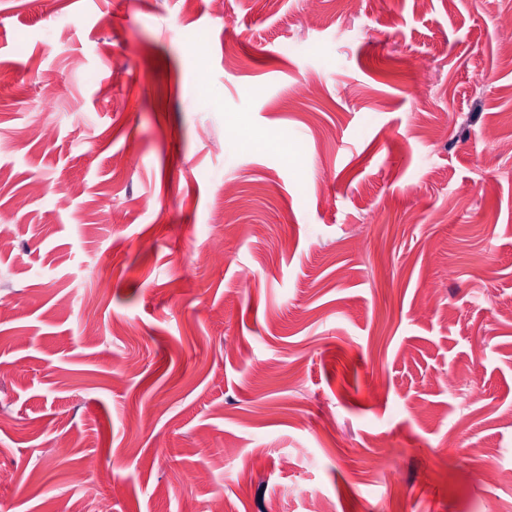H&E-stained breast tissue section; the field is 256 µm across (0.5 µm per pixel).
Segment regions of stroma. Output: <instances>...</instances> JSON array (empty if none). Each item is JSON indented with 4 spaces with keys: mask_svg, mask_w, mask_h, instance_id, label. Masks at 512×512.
Instances as JSON below:
<instances>
[{
    "mask_svg": "<svg viewBox=\"0 0 512 512\" xmlns=\"http://www.w3.org/2000/svg\"><path fill=\"white\" fill-rule=\"evenodd\" d=\"M319 2L0 0V512H512V0Z\"/></svg>",
    "mask_w": 512,
    "mask_h": 512,
    "instance_id": "35a3bbf8",
    "label": "stroma"
}]
</instances>
